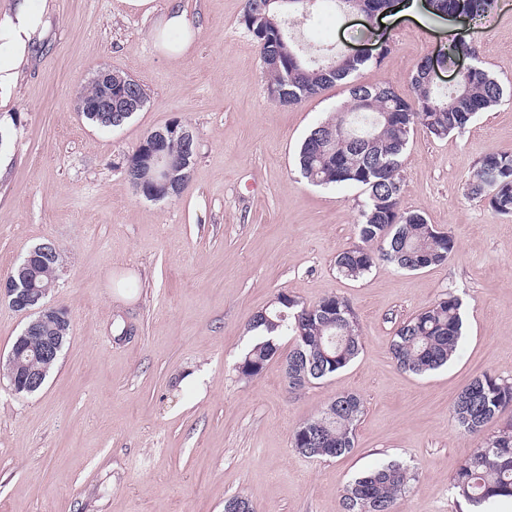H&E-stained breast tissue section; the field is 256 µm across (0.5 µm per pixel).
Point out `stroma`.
Listing matches in <instances>:
<instances>
[{
  "label": "stroma",
  "instance_id": "1",
  "mask_svg": "<svg viewBox=\"0 0 512 512\" xmlns=\"http://www.w3.org/2000/svg\"><path fill=\"white\" fill-rule=\"evenodd\" d=\"M179 3L199 33L172 60L154 45L170 0H154L147 18L124 0H46L44 34L5 105L14 125L0 152V278L54 242L62 274L47 301L66 310L70 330L38 392L0 384V512H224L238 493L256 512H341L349 482L390 461L416 472L397 512H467L451 481L483 438L460 431L451 410L474 376L512 383V215L465 188L481 157L512 152V101L462 132L437 138L420 127L409 138L401 205L454 236L448 261L347 279L335 259L357 240L366 195L313 185L297 165L345 86L280 106L240 22L245 0ZM287 24L304 55L374 53L357 79L401 90L448 39L445 20L383 23L336 0ZM468 37L512 88V0H494ZM103 67L147 97L114 128L79 110ZM174 119L195 130V159L177 198L150 201L125 162ZM449 292L463 302L456 355L424 375L402 370L391 353L397 326ZM280 293L349 301L362 349L344 371L292 390L285 341L260 376L240 378L234 366L255 339L249 318ZM347 391L364 405L351 452L296 453L293 430Z\"/></svg>",
  "mask_w": 512,
  "mask_h": 512
}]
</instances>
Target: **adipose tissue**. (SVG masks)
<instances>
[{"instance_id": "1", "label": "adipose tissue", "mask_w": 512, "mask_h": 512, "mask_svg": "<svg viewBox=\"0 0 512 512\" xmlns=\"http://www.w3.org/2000/svg\"><path fill=\"white\" fill-rule=\"evenodd\" d=\"M46 0H13L10 12L0 15V100L9 98L16 89L20 66L34 39L45 28ZM185 14L170 6L156 31V48L162 54L182 56L195 39Z\"/></svg>"}]
</instances>
